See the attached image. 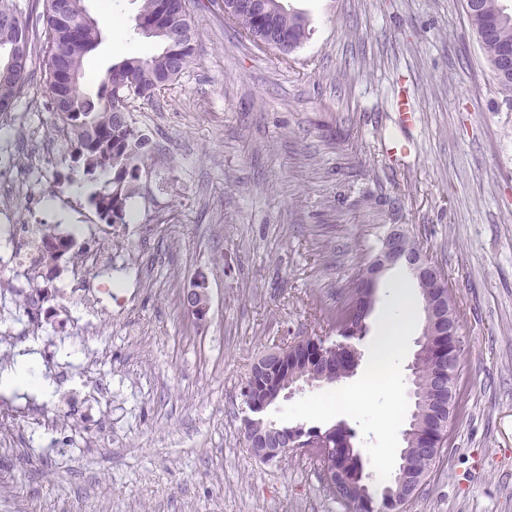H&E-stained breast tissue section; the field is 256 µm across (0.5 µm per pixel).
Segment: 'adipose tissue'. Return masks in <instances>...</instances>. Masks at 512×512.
<instances>
[{
	"mask_svg": "<svg viewBox=\"0 0 512 512\" xmlns=\"http://www.w3.org/2000/svg\"><path fill=\"white\" fill-rule=\"evenodd\" d=\"M390 301L391 306L373 347V371L369 379L341 397L345 405L363 409L374 405L378 389H385L387 401L378 413L375 428L379 435L386 438L393 434L399 402L398 390L389 377L392 357L398 341L411 328L417 316L408 276H401L392 283Z\"/></svg>",
	"mask_w": 512,
	"mask_h": 512,
	"instance_id": "adipose-tissue-1",
	"label": "adipose tissue"
}]
</instances>
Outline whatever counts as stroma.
<instances>
[{"instance_id": "35a3bbf8", "label": "stroma", "mask_w": 512, "mask_h": 512, "mask_svg": "<svg viewBox=\"0 0 512 512\" xmlns=\"http://www.w3.org/2000/svg\"><path fill=\"white\" fill-rule=\"evenodd\" d=\"M311 20L295 52L260 49L224 23L223 0L193 8L194 63L133 119L154 164L112 239L103 273L57 276L52 308L70 301L95 336L45 329L21 350L0 321V370L31 356L54 380L90 359L100 402L71 391H1L10 409L36 407L61 431L14 421L0 468L12 483L0 512H347L308 456L265 462L246 447L241 388L250 364L286 336H321L357 268L392 226L424 245L456 296L465 341L461 410L449 444L403 512H512V110L484 63L464 0H282ZM142 0H84L111 26L84 60L81 90L95 95L113 64L158 51L137 34ZM0 128L41 152L53 125L29 106L44 93L45 59ZM407 84L418 109L410 155L395 100ZM168 216L150 235L141 227ZM133 261H125V253ZM211 309L197 323L182 294L197 274ZM380 281L356 373L279 401L280 424L353 431L374 490L385 441L375 413L341 403L371 368L388 307ZM414 325L391 373L401 394L398 428L412 409L408 366Z\"/></svg>"}]
</instances>
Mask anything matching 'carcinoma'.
Here are the masks:
<instances>
[{"label": "carcinoma", "instance_id": "obj_1", "mask_svg": "<svg viewBox=\"0 0 512 512\" xmlns=\"http://www.w3.org/2000/svg\"><path fill=\"white\" fill-rule=\"evenodd\" d=\"M82 2L43 0L42 11L35 16V24L42 25L48 40L46 89L52 110L69 129L72 154L82 160L84 176L94 181L98 173L112 171V191L91 195V202L109 223L125 224L128 202L137 194L142 169L148 167L152 155L148 150L149 138L133 126L127 105L121 100L135 97L148 100L190 67L196 54V37L173 45L162 29L153 26L159 6L163 4L170 24L188 25L192 16L182 3L189 0H142L136 18L137 31L147 38L157 39L161 50L148 57L131 56L113 65L94 99L80 91V80L84 57L98 45L100 29L97 21L87 20L88 13ZM231 5L229 21L232 25L246 37L277 50L281 49L283 37L294 51L310 36L308 16L285 9L277 0H233ZM467 16L498 90L512 108V71L498 66L501 50L512 45V13L502 9L500 0H478L475 11ZM29 28L30 21L22 18L10 0H0V34L8 30L22 44L13 74L0 83V99H17L28 81L32 55ZM60 71H70L75 78L60 85ZM310 343L308 336L299 338L278 359L272 373L254 371L246 377L245 384L254 392L265 394L272 390L276 378L288 381L293 371L305 366L310 356ZM416 420L411 443L419 445L434 430L435 414L422 408ZM334 467L345 480L332 496L342 502L359 496L357 486L349 477L363 467L362 460L342 451Z\"/></svg>", "mask_w": 512, "mask_h": 512}]
</instances>
